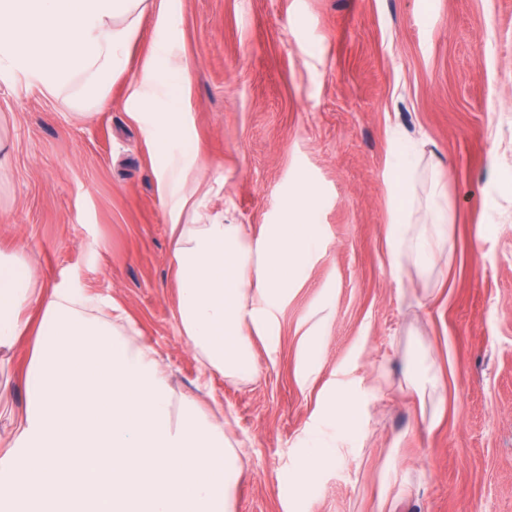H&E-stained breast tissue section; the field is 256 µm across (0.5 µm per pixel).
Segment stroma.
I'll use <instances>...</instances> for the list:
<instances>
[{
	"label": "stroma",
	"instance_id": "stroma-1",
	"mask_svg": "<svg viewBox=\"0 0 512 512\" xmlns=\"http://www.w3.org/2000/svg\"><path fill=\"white\" fill-rule=\"evenodd\" d=\"M155 59L191 67L183 118L200 158L178 218L156 176L164 135L127 102ZM304 183L318 248L273 308L276 344H254L260 376L216 373L198 392L171 224L257 231ZM398 205L415 232L448 211L431 273L390 266ZM20 252L40 287L120 302L175 397L223 406L248 453L237 512H512V0H150L125 72L88 115L0 74V253ZM422 348L446 397L435 424L404 379ZM31 350L0 351L1 438L26 406ZM340 392L361 429L330 419ZM318 442L336 459L294 493Z\"/></svg>",
	"mask_w": 512,
	"mask_h": 512
}]
</instances>
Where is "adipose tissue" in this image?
<instances>
[{"mask_svg": "<svg viewBox=\"0 0 512 512\" xmlns=\"http://www.w3.org/2000/svg\"><path fill=\"white\" fill-rule=\"evenodd\" d=\"M146 0H0V67L24 74L46 95L74 88V109L104 106L139 34ZM189 70L148 65L129 88L137 110L172 138L184 135L182 101ZM164 109H156L157 97ZM199 162L186 144L166 157L160 181L173 209ZM301 186L283 223L252 231L244 224H172L177 320L200 363L254 380L261 366L254 339H269L272 304L298 280L315 251ZM393 269L412 256L421 272L438 263L448 213L410 235L402 207L387 226ZM36 342L26 371L28 403L0 440V512H236L248 472L244 449L192 398H175L158 352L114 298L90 301L83 289L37 288L33 259L0 255V349L28 330Z\"/></svg>", "mask_w": 512, "mask_h": 512, "instance_id": "1", "label": "adipose tissue"}]
</instances>
